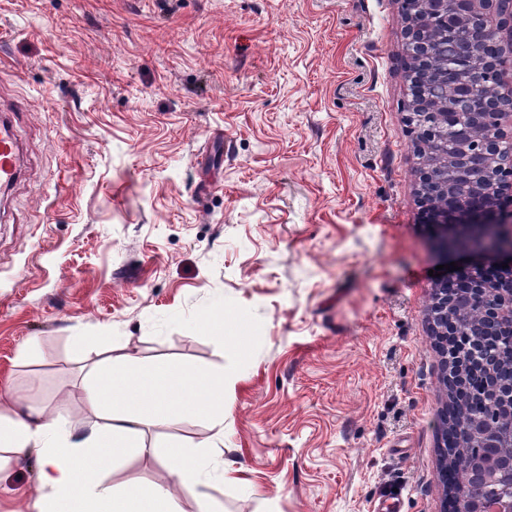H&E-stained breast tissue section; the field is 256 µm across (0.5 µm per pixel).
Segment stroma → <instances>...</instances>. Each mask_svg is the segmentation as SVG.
I'll return each instance as SVG.
<instances>
[{"mask_svg": "<svg viewBox=\"0 0 512 512\" xmlns=\"http://www.w3.org/2000/svg\"><path fill=\"white\" fill-rule=\"evenodd\" d=\"M403 27L400 0H0V389L90 424L100 352L222 368L247 481L216 512H440ZM39 471L0 469V512ZM107 478L172 480L132 451ZM20 174L17 157V139L11 119L0 118V187L9 188Z\"/></svg>", "mask_w": 512, "mask_h": 512, "instance_id": "stroma-1", "label": "stroma"}]
</instances>
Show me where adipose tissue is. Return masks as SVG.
<instances>
[{"mask_svg":"<svg viewBox=\"0 0 512 512\" xmlns=\"http://www.w3.org/2000/svg\"><path fill=\"white\" fill-rule=\"evenodd\" d=\"M233 381L224 372L190 370L173 363L144 368L114 367L107 382L91 383L86 400L103 423L77 427L63 412L47 413L41 406L7 399L0 409V458L24 457L40 451L41 495L36 512H183L180 488H197L210 481L243 483L241 469L225 462L224 389ZM186 401L173 405L172 393ZM206 416L213 431L205 451L187 453L183 445L146 443L142 427L162 430L178 419ZM143 455H163L172 481L162 485L106 483L103 472L127 449Z\"/></svg>","mask_w":512,"mask_h":512,"instance_id":"obj_1","label":"adipose tissue"}]
</instances>
